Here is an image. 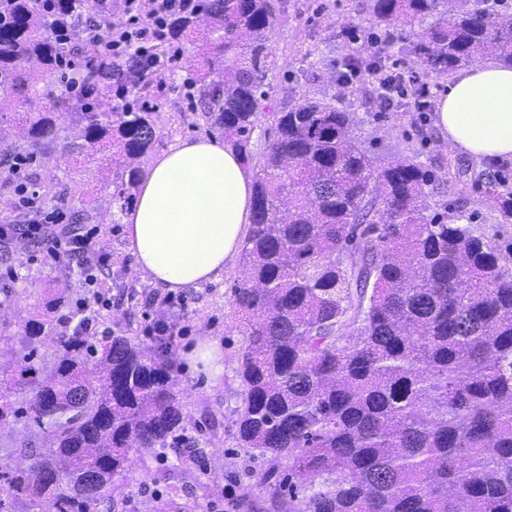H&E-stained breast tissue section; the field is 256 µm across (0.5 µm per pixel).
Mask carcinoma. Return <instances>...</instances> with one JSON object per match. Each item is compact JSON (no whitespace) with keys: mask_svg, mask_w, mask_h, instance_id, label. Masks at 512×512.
Returning a JSON list of instances; mask_svg holds the SVG:
<instances>
[{"mask_svg":"<svg viewBox=\"0 0 512 512\" xmlns=\"http://www.w3.org/2000/svg\"><path fill=\"white\" fill-rule=\"evenodd\" d=\"M85 2L0 8V112L43 96L45 76L77 88L53 112L27 110L22 142L0 135V159L54 147L66 118L82 143L61 153L112 149V200L125 202L156 141L158 113L142 101L151 75L140 55L84 50ZM428 17L408 53L431 72L512 63V16L471 0H374L370 24ZM274 23L270 0H204L166 32L172 44L201 35L196 110L255 172L232 291L245 320L234 426L238 447L288 462L267 512H512V240L435 212L445 180L410 159L378 162L354 113L330 102L269 113L273 139L256 159ZM369 67L387 73L348 57L337 79ZM478 178L511 220L512 189ZM69 301L53 291L18 331L27 378L0 388V428L25 417L43 435L15 449L26 466L0 459V512H112L131 466L172 450L177 471L202 453L181 442L173 363L122 330L98 348L55 332Z\"/></svg>","mask_w":512,"mask_h":512,"instance_id":"obj_1","label":"carcinoma"}]
</instances>
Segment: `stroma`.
Returning a JSON list of instances; mask_svg holds the SVG:
<instances>
[{"label":"stroma","instance_id":"obj_1","mask_svg":"<svg viewBox=\"0 0 512 512\" xmlns=\"http://www.w3.org/2000/svg\"><path fill=\"white\" fill-rule=\"evenodd\" d=\"M271 2L276 18L271 34L276 68L267 84L273 106L284 107L305 97L330 101L354 112L356 136L383 162L410 158L435 169L458 168L453 191L435 197L438 212L463 214L465 223L488 233L500 231L512 239V223H503L484 184L474 180L475 173L490 171L504 175L512 187L511 159L478 162L452 151L434 127L433 112H419L406 105L383 107L375 84L365 76L354 78L350 92L336 82L343 59L364 52L370 31L362 23L372 0ZM422 28L419 21L401 27L394 39L384 41V56L388 66L427 85L429 100L434 103L448 82L447 76L428 73L404 51ZM196 52L195 43H184L181 61L152 80L150 102L159 116L154 153H161L179 139L220 136L193 110L186 77L187 60ZM32 170L43 188L44 206L58 210L62 217H69L88 202L96 203L93 227L97 251L104 259L100 279L107 303L99 311L97 328L124 330L136 342L175 362L186 416L185 434L204 450L199 461L189 465L186 476L177 481L162 479L168 467L164 461L151 462L146 470L135 468L123 482L121 512H160L171 500L183 512H234L228 505L232 499L266 503L268 490L258 477L273 469L274 463L237 448L233 436L240 391L237 354L243 335L231 305L230 286L239 276V265L226 267L220 280L199 288L162 292L136 273L134 259L126 249L121 216L127 207L112 201V157L108 152H99L91 163L80 155L40 157ZM57 183L65 187V197L46 192V185ZM52 288L68 290L75 300L85 294L77 268L55 263L31 241L11 245L7 262H0V289L14 294L11 311L0 314L1 346H9L11 336L18 331L17 321L32 315ZM162 320L180 329L172 342L161 340L156 333ZM208 414L223 422V429L209 431L204 421ZM200 483L207 484V494L197 491Z\"/></svg>","mask_w":512,"mask_h":512}]
</instances>
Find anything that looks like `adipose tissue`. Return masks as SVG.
<instances>
[{
	"instance_id": "adipose-tissue-1",
	"label": "adipose tissue",
	"mask_w": 512,
	"mask_h": 512,
	"mask_svg": "<svg viewBox=\"0 0 512 512\" xmlns=\"http://www.w3.org/2000/svg\"><path fill=\"white\" fill-rule=\"evenodd\" d=\"M435 125L457 152L512 159V65L457 71L437 102ZM251 184L230 144L188 138L170 145L143 170L123 217L136 270L171 292L218 280L252 222Z\"/></svg>"
}]
</instances>
